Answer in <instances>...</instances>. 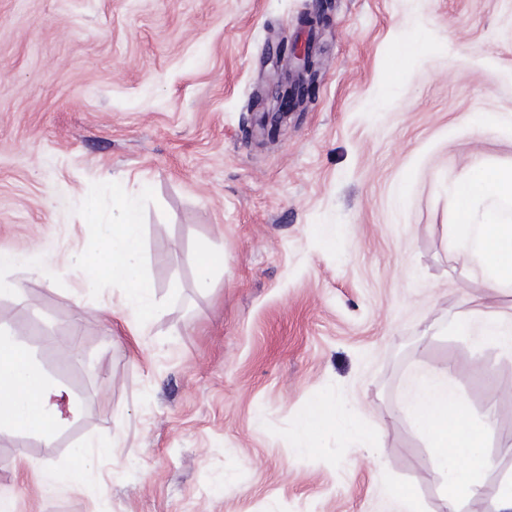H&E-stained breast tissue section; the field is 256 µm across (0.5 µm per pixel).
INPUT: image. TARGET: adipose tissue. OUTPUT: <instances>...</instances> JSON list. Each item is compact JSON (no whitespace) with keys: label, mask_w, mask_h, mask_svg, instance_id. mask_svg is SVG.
I'll return each mask as SVG.
<instances>
[{"label":"adipose tissue","mask_w":512,"mask_h":512,"mask_svg":"<svg viewBox=\"0 0 512 512\" xmlns=\"http://www.w3.org/2000/svg\"><path fill=\"white\" fill-rule=\"evenodd\" d=\"M459 221V242L465 257L491 285L512 283V168L488 169L481 176L460 174L450 187ZM118 223L100 231L97 258L79 260L83 288L93 290L109 281L122 288L121 307L131 311L134 330L144 329L158 313L151 289L145 288L141 262L142 233L135 196L114 193ZM451 366L419 377L404 402V410L424 429L432 447V462L444 475L441 494L447 512L482 495L485 476L497 466L487 443L495 432L496 406L472 414L451 383ZM0 382L8 387L0 397V433L24 430L42 436L43 480L52 490L67 488L69 471L52 465L54 430L76 415L69 393L52 381L33 359L21 336L0 322Z\"/></svg>","instance_id":"adipose-tissue-1"}]
</instances>
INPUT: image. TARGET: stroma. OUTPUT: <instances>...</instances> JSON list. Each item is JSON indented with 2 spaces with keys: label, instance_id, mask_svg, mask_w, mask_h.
<instances>
[{
  "label": "stroma",
  "instance_id": "1",
  "mask_svg": "<svg viewBox=\"0 0 512 512\" xmlns=\"http://www.w3.org/2000/svg\"><path fill=\"white\" fill-rule=\"evenodd\" d=\"M296 41L316 76L284 112ZM509 167L512 0H0V251L40 255L0 271L24 294L0 317L79 406L55 432L67 489L38 435L0 434L11 512H442L402 400L452 364L473 413L496 403L491 450L512 441V356L462 328L512 317V284L463 258L448 193ZM116 189L163 309L136 334L72 263Z\"/></svg>",
  "mask_w": 512,
  "mask_h": 512
}]
</instances>
